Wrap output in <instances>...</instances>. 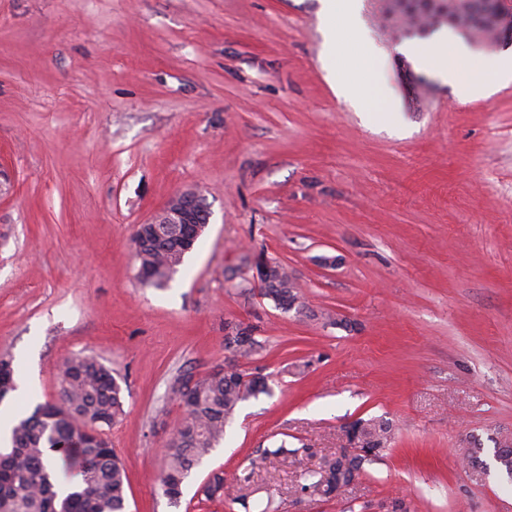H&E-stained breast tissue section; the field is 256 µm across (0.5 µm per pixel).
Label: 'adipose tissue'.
Wrapping results in <instances>:
<instances>
[{
    "label": "adipose tissue",
    "mask_w": 512,
    "mask_h": 512,
    "mask_svg": "<svg viewBox=\"0 0 512 512\" xmlns=\"http://www.w3.org/2000/svg\"><path fill=\"white\" fill-rule=\"evenodd\" d=\"M404 52L431 62L438 74L457 83L461 101L483 95L493 85L500 82H512V56H496L485 60L481 72H473L474 57L462 42L448 36L432 41L431 45L409 43Z\"/></svg>",
    "instance_id": "obj_1"
}]
</instances>
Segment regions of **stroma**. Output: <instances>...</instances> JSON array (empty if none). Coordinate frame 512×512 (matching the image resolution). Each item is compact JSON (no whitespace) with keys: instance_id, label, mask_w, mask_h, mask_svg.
I'll return each mask as SVG.
<instances>
[{"instance_id":"35a3bbf8","label":"stroma","mask_w":512,"mask_h":512,"mask_svg":"<svg viewBox=\"0 0 512 512\" xmlns=\"http://www.w3.org/2000/svg\"><path fill=\"white\" fill-rule=\"evenodd\" d=\"M359 23L333 49L322 0H0V357L29 384L0 407L55 400L73 354L112 367L129 512H512L511 480L461 463L512 438V83L461 103L401 52L380 0ZM187 189L210 222L165 288L142 286L136 227ZM261 255L300 308L255 288ZM228 322L255 327L242 368L271 392L237 407L172 505L167 383L224 364ZM373 417L395 439L344 496L295 493ZM282 439L297 460L261 464L247 504L200 499L211 471ZM269 260L270 259L267 261L270 262L278 270L277 285L271 284L265 288L268 262L261 258H257L253 263L254 284L258 288H261L262 294L265 297L272 299L279 306V308L287 312L291 310L293 302L299 299L296 286L291 279L288 270L282 264L273 260Z\"/></svg>"}]
</instances>
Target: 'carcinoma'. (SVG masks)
Returning a JSON list of instances; mask_svg holds the SVG:
<instances>
[{"mask_svg":"<svg viewBox=\"0 0 512 512\" xmlns=\"http://www.w3.org/2000/svg\"><path fill=\"white\" fill-rule=\"evenodd\" d=\"M477 0H448L443 14L435 0H391L384 10L392 27L402 34L424 37L444 21L469 42L495 46L499 26L476 16ZM175 245L158 251H136L137 277L162 289L184 261ZM277 284L262 289L279 308L289 311L299 299L288 270L274 261ZM256 329L231 327L236 356L251 359L262 350ZM59 398L38 404L19 417L9 432V448L0 450V512H127L125 468L112 448L106 430L125 415L124 394L114 371L94 356L75 355L59 367ZM16 389L13 360H0V401ZM171 399L185 407V415L172 428L165 444L160 490L169 503L180 502L183 483L223 439L238 405L270 393L264 376L239 368L218 366L198 378L177 376L168 386ZM347 447L319 470L300 474L297 491L329 497L339 494L359 475L363 464L383 456L392 441V425L378 418H359L344 427ZM55 453L48 460L46 451ZM465 460L480 479L487 464L480 449H469ZM495 461L499 470L512 472V439L498 442ZM252 472L229 481L212 473L201 492L206 500L228 498L243 504L248 498Z\"/></svg>","mask_w":512,"mask_h":512,"instance_id":"carcinoma-1","label":"carcinoma"}]
</instances>
